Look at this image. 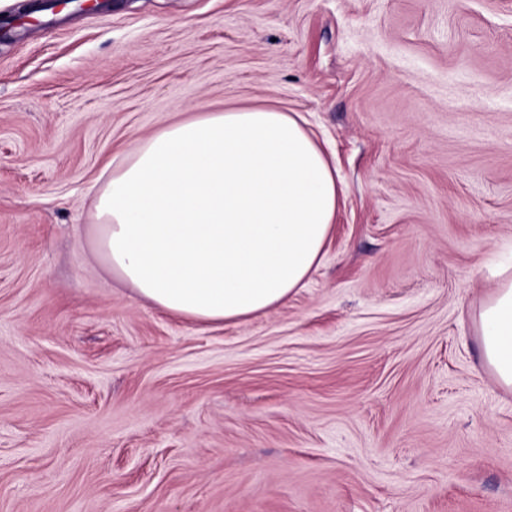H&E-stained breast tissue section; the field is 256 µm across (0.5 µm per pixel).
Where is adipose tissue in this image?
<instances>
[{"instance_id":"ef3b65f1","label":"adipose tissue","mask_w":512,"mask_h":512,"mask_svg":"<svg viewBox=\"0 0 512 512\" xmlns=\"http://www.w3.org/2000/svg\"><path fill=\"white\" fill-rule=\"evenodd\" d=\"M93 250L135 297L203 325L287 302L325 256L342 191L300 116L198 112L106 167ZM483 359L512 388V277L477 315Z\"/></svg>"}]
</instances>
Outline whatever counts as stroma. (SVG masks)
Returning a JSON list of instances; mask_svg holds the SVG:
<instances>
[{
    "instance_id": "stroma-1",
    "label": "stroma",
    "mask_w": 512,
    "mask_h": 512,
    "mask_svg": "<svg viewBox=\"0 0 512 512\" xmlns=\"http://www.w3.org/2000/svg\"><path fill=\"white\" fill-rule=\"evenodd\" d=\"M0 37V512H512L476 314L512 258V0H113ZM304 116L343 193L284 305L202 327L95 259L161 125Z\"/></svg>"
}]
</instances>
